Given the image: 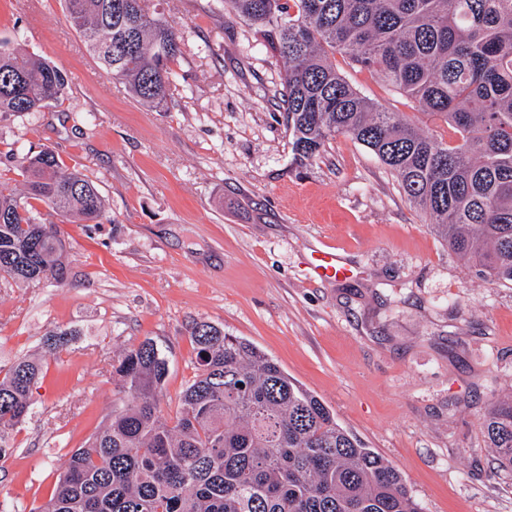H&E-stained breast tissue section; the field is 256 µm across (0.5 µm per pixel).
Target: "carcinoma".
<instances>
[{"label":"carcinoma","instance_id":"obj_1","mask_svg":"<svg viewBox=\"0 0 512 512\" xmlns=\"http://www.w3.org/2000/svg\"><path fill=\"white\" fill-rule=\"evenodd\" d=\"M281 58L292 150L320 157L343 134L396 177L448 248L487 282L512 283V0H224ZM100 70L133 99L168 110L182 33L145 0H66ZM413 99L448 128L425 133L381 109L336 70V55ZM68 74L0 40V113L60 101ZM19 196L0 185V280L62 283L65 241L29 200L99 222L95 185L43 146L13 157ZM196 374L170 424L155 396L168 359L147 338L112 358L132 400L71 454L39 512H422L400 472L254 345L208 323L191 328ZM40 365L0 367V432L32 413ZM512 470V401L481 422Z\"/></svg>","mask_w":512,"mask_h":512}]
</instances>
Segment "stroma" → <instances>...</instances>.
<instances>
[{
    "label": "stroma",
    "instance_id": "obj_1",
    "mask_svg": "<svg viewBox=\"0 0 512 512\" xmlns=\"http://www.w3.org/2000/svg\"><path fill=\"white\" fill-rule=\"evenodd\" d=\"M147 4L183 34L165 112L102 73L63 0H0V40L70 78L62 101L0 114V182L22 193L10 156L46 144L105 203L96 224L52 215L64 283H0V365L28 356L42 369L31 415L1 436L0 498L16 512L49 500L71 452L128 400L113 357L144 339L167 356L158 403L175 417L196 373L190 331L205 322L319 397L399 469L423 512H512V472L479 424L512 395V285L478 278L350 137L296 162L283 63L224 0ZM336 68L379 106L442 131L369 71ZM319 249L347 276H316ZM59 328L69 341L48 352Z\"/></svg>",
    "mask_w": 512,
    "mask_h": 512
}]
</instances>
